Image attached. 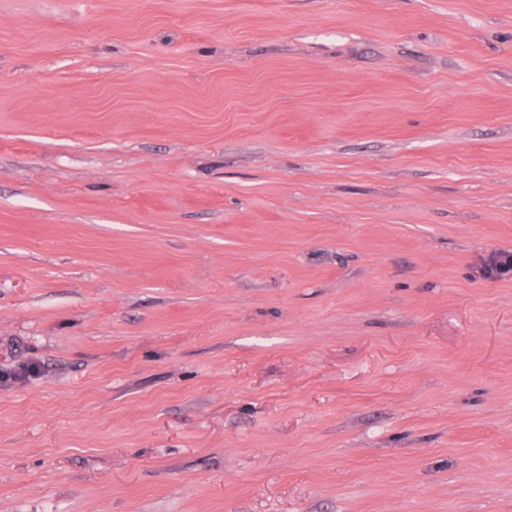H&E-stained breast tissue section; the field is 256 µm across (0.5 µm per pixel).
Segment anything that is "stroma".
Here are the masks:
<instances>
[{
    "mask_svg": "<svg viewBox=\"0 0 512 512\" xmlns=\"http://www.w3.org/2000/svg\"><path fill=\"white\" fill-rule=\"evenodd\" d=\"M512 0H0V512H512ZM512 270V251L498 250L486 258L480 268L484 278H499Z\"/></svg>",
    "mask_w": 512,
    "mask_h": 512,
    "instance_id": "obj_1",
    "label": "stroma"
}]
</instances>
